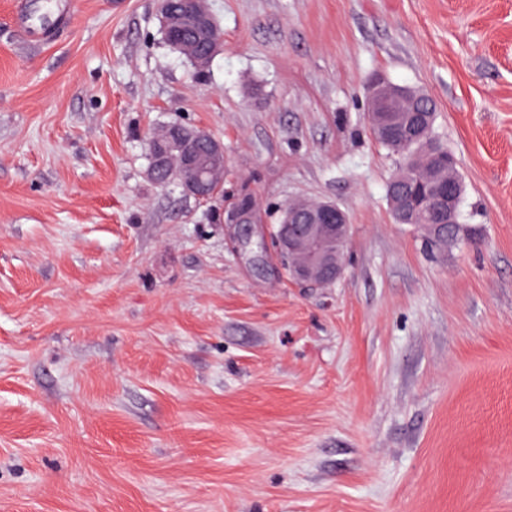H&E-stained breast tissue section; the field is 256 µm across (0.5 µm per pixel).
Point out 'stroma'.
<instances>
[{"label":"stroma","instance_id":"35a3bbf8","mask_svg":"<svg viewBox=\"0 0 512 512\" xmlns=\"http://www.w3.org/2000/svg\"><path fill=\"white\" fill-rule=\"evenodd\" d=\"M0 0V512H512V0H210L197 70L155 0ZM381 76L436 104L480 240L395 223ZM180 118L222 197L148 173ZM349 217L324 288L224 223ZM254 204L251 198L235 203L224 211V223L234 225L235 235L242 242H250L253 225Z\"/></svg>","mask_w":512,"mask_h":512}]
</instances>
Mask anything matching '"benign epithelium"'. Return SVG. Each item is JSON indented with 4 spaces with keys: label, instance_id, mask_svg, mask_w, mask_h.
<instances>
[{
    "label": "benign epithelium",
    "instance_id": "benign-epithelium-1",
    "mask_svg": "<svg viewBox=\"0 0 512 512\" xmlns=\"http://www.w3.org/2000/svg\"><path fill=\"white\" fill-rule=\"evenodd\" d=\"M166 42L196 69L208 67L224 46V32L208 7V0H157ZM432 104L419 91L375 82L368 91L366 120L375 135L391 136L411 130L420 147L410 161L398 165L388 180L390 208L398 224H417L429 239L453 238L461 231L458 205L464 192L458 160L440 151L428 137ZM149 173L158 183L175 180L199 201L212 198L224 186V145L206 130L174 120L151 132ZM254 204L248 198L224 211V223L234 226L242 242H250ZM279 236L263 233L261 258L277 251L288 265L292 281L319 288L340 278L349 239L346 213L325 200L288 202L280 210Z\"/></svg>",
    "mask_w": 512,
    "mask_h": 512
}]
</instances>
